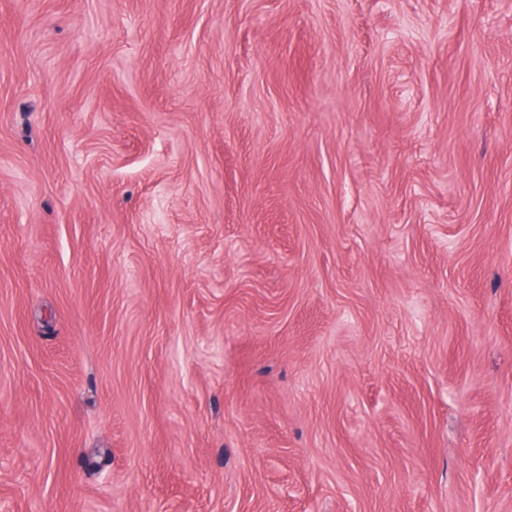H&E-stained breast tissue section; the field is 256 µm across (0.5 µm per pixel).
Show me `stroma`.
<instances>
[{
	"label": "stroma",
	"mask_w": 512,
	"mask_h": 512,
	"mask_svg": "<svg viewBox=\"0 0 512 512\" xmlns=\"http://www.w3.org/2000/svg\"><path fill=\"white\" fill-rule=\"evenodd\" d=\"M0 512H512V0H0Z\"/></svg>",
	"instance_id": "stroma-1"
}]
</instances>
